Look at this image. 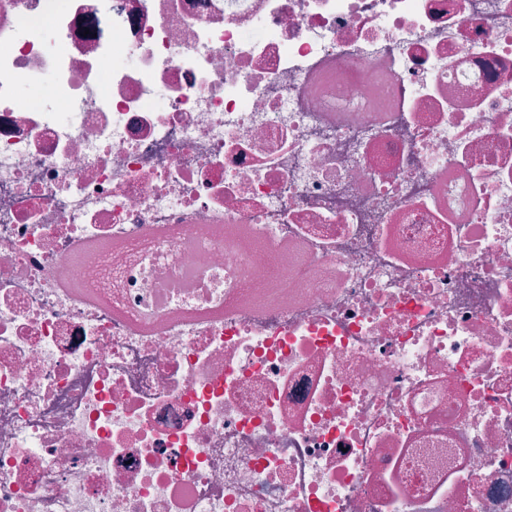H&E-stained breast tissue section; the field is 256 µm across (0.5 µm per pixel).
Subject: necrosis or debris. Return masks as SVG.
Segmentation results:
<instances>
[{
  "mask_svg": "<svg viewBox=\"0 0 512 512\" xmlns=\"http://www.w3.org/2000/svg\"><path fill=\"white\" fill-rule=\"evenodd\" d=\"M0 512H512V0H0Z\"/></svg>",
  "mask_w": 512,
  "mask_h": 512,
  "instance_id": "obj_1",
  "label": "necrosis or debris"
}]
</instances>
